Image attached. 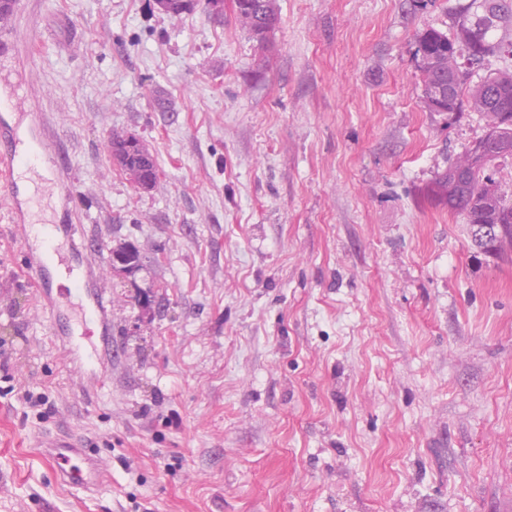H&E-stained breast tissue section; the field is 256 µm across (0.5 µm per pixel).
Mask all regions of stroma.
Listing matches in <instances>:
<instances>
[{"instance_id":"1","label":"stroma","mask_w":512,"mask_h":512,"mask_svg":"<svg viewBox=\"0 0 512 512\" xmlns=\"http://www.w3.org/2000/svg\"><path fill=\"white\" fill-rule=\"evenodd\" d=\"M457 2L275 0L263 47L232 0H29L0 25V98L24 90L69 178L31 219L73 224L112 344L80 384L59 339L93 327L42 306L0 197V512H512V251L427 194L486 133L422 98L416 35ZM48 431L108 462L101 493L57 484ZM107 151L113 160L123 169L134 170L135 165L139 160L141 154H146L151 159L150 155L144 148L143 144L133 134L119 135L113 134L112 139L108 141ZM154 180L153 183L158 179V172L151 159ZM157 172V175H156ZM152 183V184H153Z\"/></svg>"}]
</instances>
